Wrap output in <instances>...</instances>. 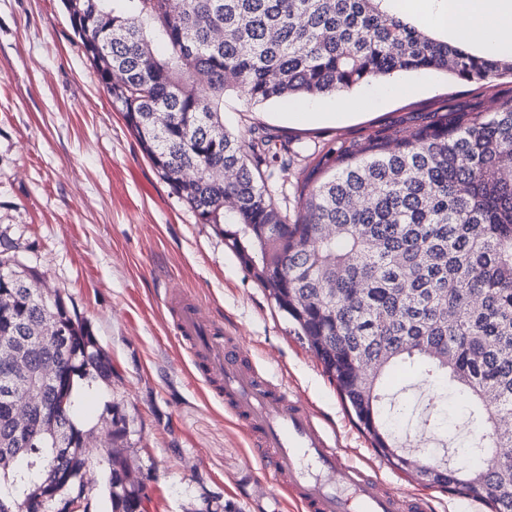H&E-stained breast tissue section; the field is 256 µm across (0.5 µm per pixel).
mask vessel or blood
I'll use <instances>...</instances> for the list:
<instances>
[{
	"label": "vessel or blood",
	"mask_w": 512,
	"mask_h": 512,
	"mask_svg": "<svg viewBox=\"0 0 512 512\" xmlns=\"http://www.w3.org/2000/svg\"><path fill=\"white\" fill-rule=\"evenodd\" d=\"M183 348L245 432L251 461L274 494L301 512H430L423 496L390 487L380 466L354 463L313 405L250 364L233 330L182 294L166 299Z\"/></svg>",
	"instance_id": "obj_1"
}]
</instances>
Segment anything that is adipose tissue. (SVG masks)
<instances>
[{
	"mask_svg": "<svg viewBox=\"0 0 512 512\" xmlns=\"http://www.w3.org/2000/svg\"><path fill=\"white\" fill-rule=\"evenodd\" d=\"M417 10L438 34L484 57L512 53V0H425Z\"/></svg>",
	"mask_w": 512,
	"mask_h": 512,
	"instance_id": "adipose-tissue-1",
	"label": "adipose tissue"
}]
</instances>
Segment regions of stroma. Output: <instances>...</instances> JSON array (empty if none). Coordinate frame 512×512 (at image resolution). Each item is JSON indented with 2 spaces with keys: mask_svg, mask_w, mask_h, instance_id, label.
<instances>
[{
  "mask_svg": "<svg viewBox=\"0 0 512 512\" xmlns=\"http://www.w3.org/2000/svg\"><path fill=\"white\" fill-rule=\"evenodd\" d=\"M335 97L268 103L224 96V127L242 141L262 131L288 143V163L271 162L269 185L296 217L297 183L328 149L345 152L372 138L409 134L443 115L490 112L512 100V78L483 83L438 72L404 73ZM307 109L313 121L292 124ZM20 244L21 261L39 266L42 287L60 290L107 353L114 375L84 412L97 423L106 402L133 420L129 458L149 489L147 512H198L217 492L234 512H292L273 500L248 462L246 436L195 376L172 328L166 295L183 291L234 327L250 358L304 395L331 424L351 457L381 465L396 489L427 498L432 512H456L458 497L383 464L347 413L335 384L268 290L225 242L160 177L84 54L62 0H0V228ZM385 391L398 412L400 444L419 428L433 452L466 459L467 410L440 404L411 371Z\"/></svg>",
  "mask_w": 512,
  "mask_h": 512,
  "instance_id": "1",
  "label": "stroma"
}]
</instances>
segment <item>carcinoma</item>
Instances as JSON below:
<instances>
[{
    "mask_svg": "<svg viewBox=\"0 0 512 512\" xmlns=\"http://www.w3.org/2000/svg\"><path fill=\"white\" fill-rule=\"evenodd\" d=\"M388 0H65L85 55L142 150L201 224L222 232L291 318L336 383L378 455L394 468L491 512H512V431L471 439L478 463L428 464L404 451L384 412L392 368L422 366L431 385L465 403L479 426L512 417V101L450 125L330 150L322 177L299 189L290 222L268 187V162L288 144L266 132L250 151L224 129V94L263 103L337 95L401 72L443 71L481 82L509 74L417 29ZM121 75L109 83L110 73ZM194 179L187 182L183 174ZM232 197L234 206L224 205ZM38 267L0 234V377L20 351L59 376L24 425L0 400V512L95 507L84 470L104 469L110 512H145L147 485L124 467L128 416H112V449L90 447L83 392L112 386V363L74 305L37 292ZM48 322L65 330L57 339Z\"/></svg>",
    "mask_w": 512,
    "mask_h": 512,
    "instance_id": "obj_1",
    "label": "carcinoma"
}]
</instances>
